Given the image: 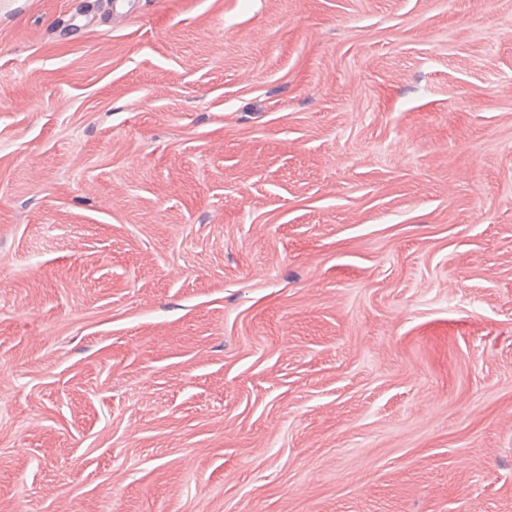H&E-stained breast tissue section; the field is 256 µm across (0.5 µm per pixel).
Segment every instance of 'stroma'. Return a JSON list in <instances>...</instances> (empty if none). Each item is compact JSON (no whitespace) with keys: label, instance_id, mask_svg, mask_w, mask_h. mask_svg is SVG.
<instances>
[{"label":"stroma","instance_id":"35a3bbf8","mask_svg":"<svg viewBox=\"0 0 512 512\" xmlns=\"http://www.w3.org/2000/svg\"><path fill=\"white\" fill-rule=\"evenodd\" d=\"M0 512H512V0H0Z\"/></svg>","mask_w":512,"mask_h":512}]
</instances>
